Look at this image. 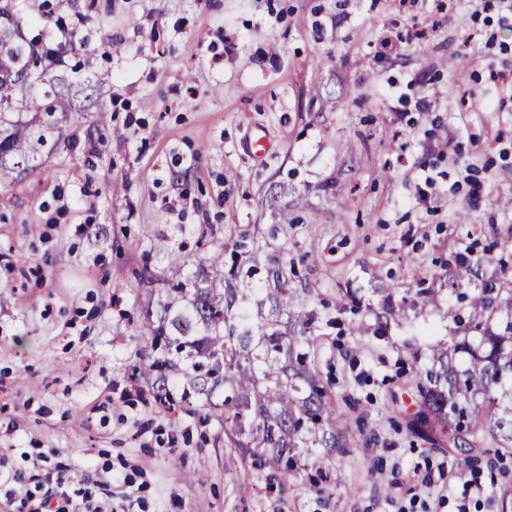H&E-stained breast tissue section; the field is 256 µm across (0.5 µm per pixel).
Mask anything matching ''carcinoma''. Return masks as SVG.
Listing matches in <instances>:
<instances>
[{
	"mask_svg": "<svg viewBox=\"0 0 512 512\" xmlns=\"http://www.w3.org/2000/svg\"><path fill=\"white\" fill-rule=\"evenodd\" d=\"M35 71L44 88L67 110L66 78L38 70V55L9 10L0 6V107L41 108L22 80ZM47 145L45 127L0 117V169L23 173ZM289 257L288 225L255 224L193 263L184 282L157 303L141 306L144 341L139 374L164 403L179 402L205 420L216 419L224 447L237 453L244 474H267L268 487L288 489L304 469L346 447L333 395L316 366L326 334L311 305V289ZM406 289L396 303L386 297L385 321L406 320L416 307ZM480 336L442 341L416 351V410L408 429L432 447L467 453L475 448L512 449V321L491 326L512 310L482 288L471 300Z\"/></svg>",
	"mask_w": 512,
	"mask_h": 512,
	"instance_id": "carcinoma-1",
	"label": "carcinoma"
}]
</instances>
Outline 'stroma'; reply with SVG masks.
<instances>
[{"mask_svg": "<svg viewBox=\"0 0 512 512\" xmlns=\"http://www.w3.org/2000/svg\"><path fill=\"white\" fill-rule=\"evenodd\" d=\"M11 13L41 49L68 29L61 72L80 94L53 151L22 181L0 177V470L46 453L101 512H512V454L407 430L415 324L380 334L370 313L382 293L437 289L417 324L447 339L475 289L512 294L505 8L12 0ZM251 224L288 225L292 254L319 256L298 270L333 321L318 367L346 418V448L282 493L243 476L218 421L167 411L136 371L139 302ZM476 255L477 279L453 281ZM349 287L355 314L338 305Z\"/></svg>", "mask_w": 512, "mask_h": 512, "instance_id": "35a3bbf8", "label": "stroma"}]
</instances>
